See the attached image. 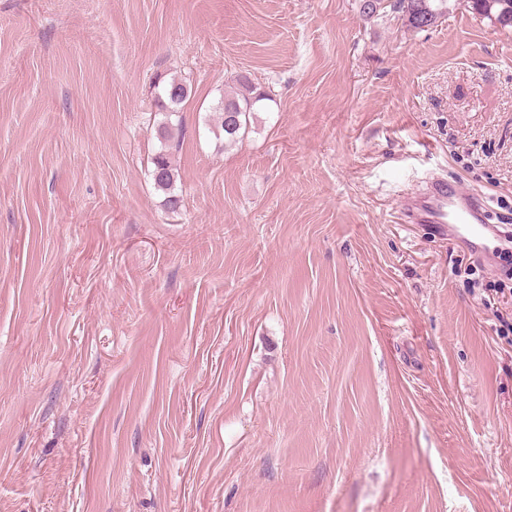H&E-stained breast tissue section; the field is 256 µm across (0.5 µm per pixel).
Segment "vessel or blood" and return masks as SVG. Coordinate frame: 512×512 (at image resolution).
I'll list each match as a JSON object with an SVG mask.
<instances>
[{"label":"vessel or blood","instance_id":"vessel-or-blood-1","mask_svg":"<svg viewBox=\"0 0 512 512\" xmlns=\"http://www.w3.org/2000/svg\"><path fill=\"white\" fill-rule=\"evenodd\" d=\"M397 208L403 223L437 228L440 238L463 242L471 255L487 266L512 252V226L490 223L485 199L458 183L431 180L404 195Z\"/></svg>","mask_w":512,"mask_h":512}]
</instances>
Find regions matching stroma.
<instances>
[{"instance_id": "1", "label": "stroma", "mask_w": 512, "mask_h": 512, "mask_svg": "<svg viewBox=\"0 0 512 512\" xmlns=\"http://www.w3.org/2000/svg\"><path fill=\"white\" fill-rule=\"evenodd\" d=\"M430 175L512 222V30L457 0H0V512H512V256L402 223ZM408 29L424 31L448 13V0H394ZM188 85L186 82L172 78L161 88L158 95V103L162 112H165V121L161 122L158 128L161 147L152 158L151 177L157 190L165 194L164 205L174 210L179 206V196L175 193L176 167L168 147V138L171 129V117L176 116L178 107L188 96ZM159 172L160 176L156 177ZM264 101L273 100L266 91L246 78L239 79L238 87L234 90L224 93L216 108L220 119L218 128L223 132L224 144L235 143L249 132L254 114L266 106Z\"/></svg>"}]
</instances>
